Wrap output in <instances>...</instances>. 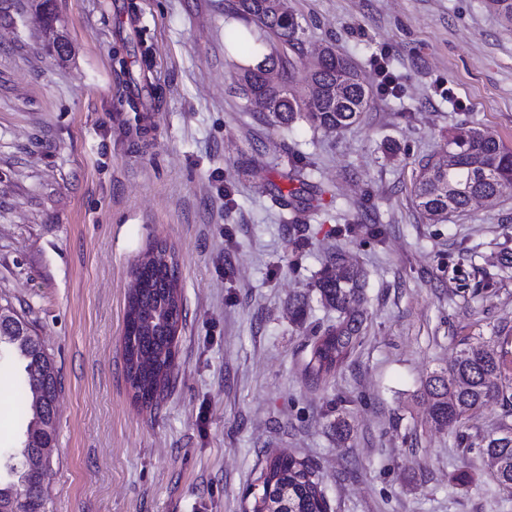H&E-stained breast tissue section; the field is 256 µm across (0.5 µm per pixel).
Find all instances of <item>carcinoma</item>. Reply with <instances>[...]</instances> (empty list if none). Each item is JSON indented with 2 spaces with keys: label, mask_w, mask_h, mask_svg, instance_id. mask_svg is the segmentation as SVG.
<instances>
[{
  "label": "carcinoma",
  "mask_w": 512,
  "mask_h": 512,
  "mask_svg": "<svg viewBox=\"0 0 512 512\" xmlns=\"http://www.w3.org/2000/svg\"><path fill=\"white\" fill-rule=\"evenodd\" d=\"M231 12L246 24L266 33L271 52L254 66H236L235 83L243 99L252 93L263 99L272 125L287 127L298 121L315 129L338 132L355 124L368 105L372 91L365 86L352 60L327 46L318 54L301 81L295 80L298 62L289 55L303 43L305 30L288 10L286 0L275 7L259 0H235ZM140 46L138 72L128 73L132 85L156 97L159 87L152 80L153 59L145 47L143 33L135 34ZM277 71L279 81L271 83L268 73ZM512 187V148L489 130L463 123L449 134L438 156L420 164L413 182L412 196L416 209L428 224L448 220L475 203H493ZM177 266L163 260L141 271V297L129 296L127 313L141 307H176L171 283ZM319 302L338 313L336 323L315 337L305 375L325 382L352 356L364 324V273L339 253L333 255L317 273L313 284ZM293 322L305 323L310 305L306 298L290 301ZM17 328L3 330L0 350H8L24 365L17 379L22 413L26 422L24 447L20 455L28 458L37 448L56 441L55 397L59 370L54 358L39 338L30 333L28 323L16 317ZM170 330L158 324H134L124 345L127 379L134 396L151 404L160 385L169 381L175 362L171 350ZM150 356L155 367L146 370L140 359ZM509 367L493 350L468 347L459 351L451 368V377L440 373L429 377L425 393L431 401L430 419L438 427L460 422L497 397L506 401V371ZM483 454L492 462L493 478L500 490L512 495V434L491 435L485 440ZM0 473V503L10 504L27 483L26 507L31 512H49L48 490L32 492L33 478L25 477V463L4 464ZM263 486L271 489V503L284 512H328L327 501L315 470L292 454H282L266 461Z\"/></svg>",
  "instance_id": "carcinoma-1"
}]
</instances>
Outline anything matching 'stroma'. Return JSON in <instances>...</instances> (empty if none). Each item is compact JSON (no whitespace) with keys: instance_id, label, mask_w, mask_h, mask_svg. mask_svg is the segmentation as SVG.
Here are the masks:
<instances>
[{"instance_id":"1","label":"stroma","mask_w":512,"mask_h":512,"mask_svg":"<svg viewBox=\"0 0 512 512\" xmlns=\"http://www.w3.org/2000/svg\"><path fill=\"white\" fill-rule=\"evenodd\" d=\"M38 2L0 0V300L60 371L50 512H249L246 491L282 452L313 465L329 512H512L482 455L512 405L438 428L422 394L461 348L512 363V189L440 224L411 196L456 124L512 147V27L486 0H288L301 58L334 46L374 90L357 124L329 133L271 126L235 92L236 66L269 44L232 0H136L133 18L124 0H52L63 60ZM133 24L161 91L141 116L120 67L135 55L116 39ZM379 55L397 94L377 91ZM294 161L305 183L283 179ZM298 207L314 218L292 225ZM159 242L178 259L185 320L170 386L146 406L126 379L124 320ZM336 252L367 274V321L323 384L304 363L312 327L336 314L312 303L298 327L288 302ZM22 371L0 366V453L20 447Z\"/></svg>"}]
</instances>
